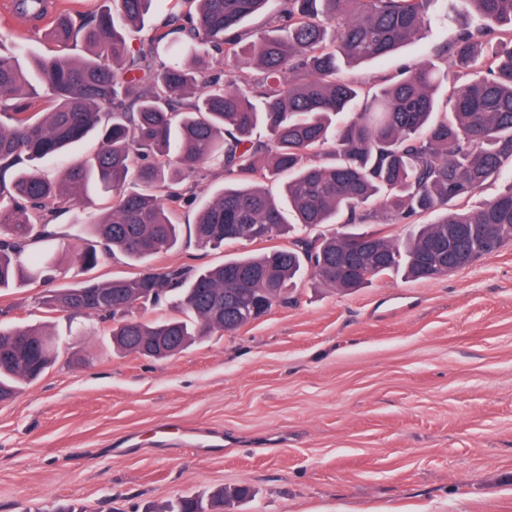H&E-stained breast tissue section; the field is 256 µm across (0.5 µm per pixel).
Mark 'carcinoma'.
<instances>
[{
    "label": "carcinoma",
    "instance_id": "carcinoma-1",
    "mask_svg": "<svg viewBox=\"0 0 512 512\" xmlns=\"http://www.w3.org/2000/svg\"><path fill=\"white\" fill-rule=\"evenodd\" d=\"M38 19L48 0H14ZM155 0H115L78 19L66 5L48 25L53 54L27 52L26 32L0 33V291L57 279L56 216L91 192L112 193L109 210L86 224L76 253L82 272L120 255L144 263L172 250L177 212L196 198L198 177L224 173V187L198 207L192 232L202 245L290 234L288 247L237 256L193 272L145 269L41 297L54 313L112 322L117 350L162 360L213 333L232 334L290 299L305 274L340 292L395 273L430 280L512 243V0H173L139 48L127 32ZM267 27L246 35V19ZM433 21L459 27L442 53L462 74L445 108L435 97L445 73L430 62L404 67L371 87L339 77L379 60ZM215 53L232 62L203 75ZM260 73L251 91L244 69ZM269 143L257 139V130ZM94 136L90 164H43ZM503 189L477 208L487 182ZM282 184L288 207L265 184ZM407 224L406 237L338 231L324 224ZM171 300L177 315L136 311ZM46 329L0 322V403L53 364ZM252 497L224 489L205 505L182 498L169 512H213Z\"/></svg>",
    "mask_w": 512,
    "mask_h": 512
}]
</instances>
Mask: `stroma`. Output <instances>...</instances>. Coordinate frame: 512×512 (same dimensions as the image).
Returning a JSON list of instances; mask_svg holds the SVG:
<instances>
[{
	"label": "stroma",
	"instance_id": "35a3bbf8",
	"mask_svg": "<svg viewBox=\"0 0 512 512\" xmlns=\"http://www.w3.org/2000/svg\"><path fill=\"white\" fill-rule=\"evenodd\" d=\"M434 24L346 71L374 83L423 60L447 67ZM85 212L59 218V287ZM182 234L156 267L196 271L256 252ZM43 284L0 292L15 324L47 323L55 365L0 404V512H166L246 485L226 512H512V244L427 280L351 294L298 282L293 300L165 361L112 349L110 323L48 314Z\"/></svg>",
	"mask_w": 512,
	"mask_h": 512
}]
</instances>
